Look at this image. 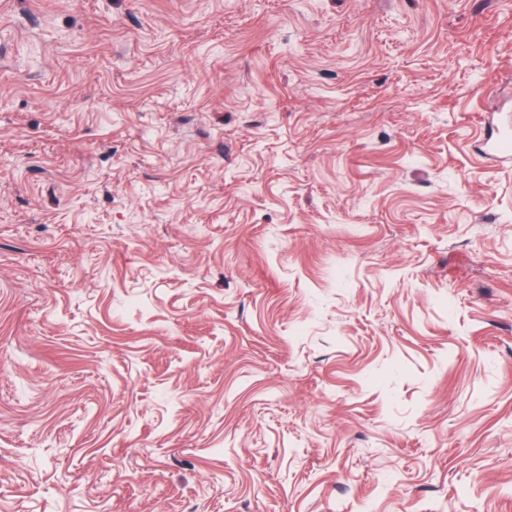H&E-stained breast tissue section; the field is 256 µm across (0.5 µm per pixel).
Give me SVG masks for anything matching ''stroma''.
Listing matches in <instances>:
<instances>
[{
  "label": "stroma",
  "instance_id": "obj_1",
  "mask_svg": "<svg viewBox=\"0 0 512 512\" xmlns=\"http://www.w3.org/2000/svg\"><path fill=\"white\" fill-rule=\"evenodd\" d=\"M512 0H0V512H512ZM488 152L502 160L512 159V129L508 123L497 128L495 136L487 141Z\"/></svg>",
  "mask_w": 512,
  "mask_h": 512
}]
</instances>
